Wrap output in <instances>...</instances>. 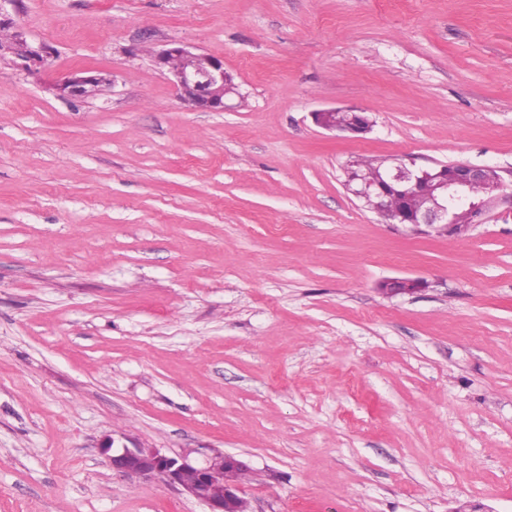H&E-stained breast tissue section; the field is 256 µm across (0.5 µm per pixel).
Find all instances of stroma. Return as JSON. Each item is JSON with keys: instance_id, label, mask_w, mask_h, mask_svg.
Instances as JSON below:
<instances>
[{"instance_id": "1", "label": "stroma", "mask_w": 512, "mask_h": 512, "mask_svg": "<svg viewBox=\"0 0 512 512\" xmlns=\"http://www.w3.org/2000/svg\"><path fill=\"white\" fill-rule=\"evenodd\" d=\"M104 72L0 62V512H207L106 440L241 459L249 512H512V212L404 233L360 155L512 171V0H5ZM223 56L200 112L150 51ZM357 107L354 140L315 111ZM418 277L424 290L383 294ZM111 79L101 72L79 69L56 78L50 83V89L56 96L67 100H84L96 96ZM428 283L421 278L394 277L383 280L379 287L386 295L414 294L427 288Z\"/></svg>"}]
</instances>
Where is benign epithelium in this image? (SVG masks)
Listing matches in <instances>:
<instances>
[{"label":"benign epithelium","mask_w":512,"mask_h":512,"mask_svg":"<svg viewBox=\"0 0 512 512\" xmlns=\"http://www.w3.org/2000/svg\"><path fill=\"white\" fill-rule=\"evenodd\" d=\"M0 0V26L14 32V41L0 48V54L13 57V67L28 74L49 72L52 48L43 41H35L18 27L3 11ZM154 66L172 77L180 97L197 110L222 112L229 108L227 101L240 96L234 77L224 69V58L183 45H171L155 50L151 55ZM110 84L108 75L79 69L56 78L50 89L67 100H84L96 96L102 87ZM338 109H323L312 113L313 121L327 131L360 139L369 133L374 121L367 113L355 108L352 121L338 126L333 117ZM346 188L358 199L372 203V209L383 212L389 208L390 198L398 200L393 208V227L415 234L465 237L486 214L498 206L512 205V186L494 166L444 163L427 169H416L395 159L383 167L379 181L370 182L356 172L354 166L346 171ZM419 196L423 204L411 209L407 199ZM428 287L422 278L394 277L383 280L380 290L390 296L414 294ZM109 456L112 470L128 477L159 478L168 486L206 504L209 512H240L242 497L238 483L230 480L233 473H242L246 465L230 455L215 453L202 465L186 455L172 456L158 448L116 447L108 444L104 452Z\"/></svg>","instance_id":"1"}]
</instances>
